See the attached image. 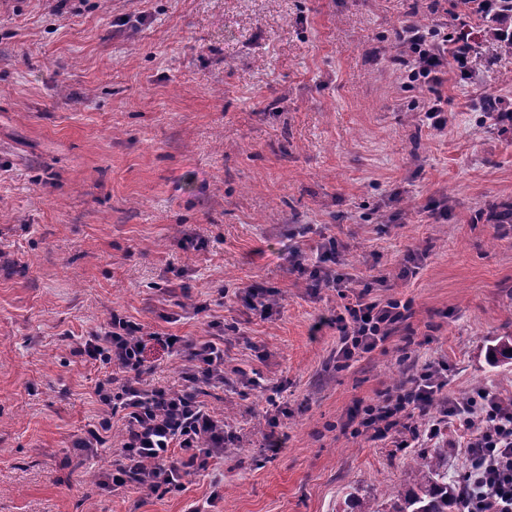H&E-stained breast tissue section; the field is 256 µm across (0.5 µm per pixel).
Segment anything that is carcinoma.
I'll list each match as a JSON object with an SVG mask.
<instances>
[{
	"mask_svg": "<svg viewBox=\"0 0 512 512\" xmlns=\"http://www.w3.org/2000/svg\"><path fill=\"white\" fill-rule=\"evenodd\" d=\"M392 500V512H461L456 488L440 473L433 454L415 462Z\"/></svg>",
	"mask_w": 512,
	"mask_h": 512,
	"instance_id": "obj_1",
	"label": "carcinoma"
}]
</instances>
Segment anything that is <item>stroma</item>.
<instances>
[{"label":"stroma","mask_w":512,"mask_h":512,"mask_svg":"<svg viewBox=\"0 0 512 512\" xmlns=\"http://www.w3.org/2000/svg\"><path fill=\"white\" fill-rule=\"evenodd\" d=\"M452 0H0V512H347L356 488H397L420 454L466 467L472 431L404 448L349 425L429 364L446 397L512 402V53L475 80L404 86L395 30L449 20ZM441 100L446 130L423 124ZM335 269L408 318L340 361L346 298L306 287L329 239ZM418 257L415 275L403 258ZM385 285H377V278ZM227 289L219 297L218 289ZM268 290L260 318L243 292ZM204 311H197V304ZM146 329L224 339L207 407L228 436L220 485L108 494L71 442L107 370L80 356L111 312ZM281 442L270 451V438Z\"/></svg>","instance_id":"obj_1"}]
</instances>
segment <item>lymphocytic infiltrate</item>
Here are the masks:
<instances>
[{
  "instance_id": "obj_1",
  "label": "lymphocytic infiltrate",
  "mask_w": 512,
  "mask_h": 512,
  "mask_svg": "<svg viewBox=\"0 0 512 512\" xmlns=\"http://www.w3.org/2000/svg\"><path fill=\"white\" fill-rule=\"evenodd\" d=\"M451 17L448 26L406 24L397 30L398 40L409 49L408 56L394 59L404 79L439 85L452 65L461 79H471L476 59L472 19L484 22L486 43H512V0H455ZM403 318L399 300L374 299L364 292L357 295L336 316L343 359H351L358 349H374L390 326ZM154 345L173 356L186 355L180 388L144 383L147 350ZM81 353L110 369L95 387L103 413L72 442L86 458L111 452V469L99 475L103 490L111 494L129 489L180 491L187 477L223 458L224 418L200 399L204 388L224 383V347L215 337L189 340L150 332L114 313L85 341ZM447 385L446 366L424 369L386 392L378 403L363 407L360 424L379 435L395 428L398 414L427 417L426 427L409 426V437L401 442L408 448L420 439L438 438L449 419L462 421L475 430L467 469L459 482L465 498L463 512H512V412L505 411L494 394L480 389L466 401L449 403L440 415H430V406ZM116 412L125 421V434L117 447L111 443Z\"/></svg>"
}]
</instances>
